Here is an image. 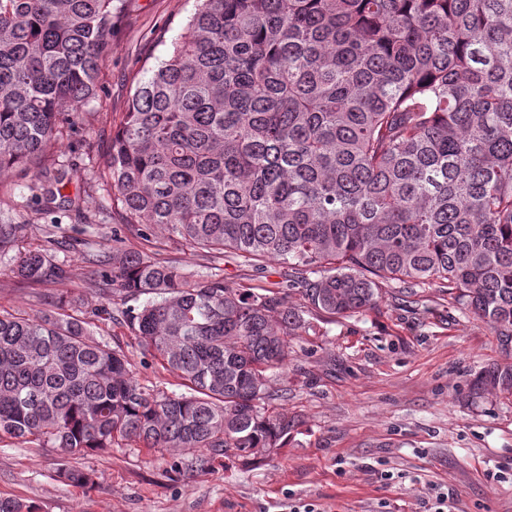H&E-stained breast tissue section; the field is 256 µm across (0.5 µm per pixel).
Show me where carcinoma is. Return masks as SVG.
Listing matches in <instances>:
<instances>
[{"label":"carcinoma","mask_w":512,"mask_h":512,"mask_svg":"<svg viewBox=\"0 0 512 512\" xmlns=\"http://www.w3.org/2000/svg\"><path fill=\"white\" fill-rule=\"evenodd\" d=\"M112 2L0 0V180L44 168L95 95ZM94 182L144 238L160 228L191 250L287 265L325 318L389 285L417 308L434 285L512 348V0H196ZM29 231L0 224V253ZM115 242L83 258L184 390L139 383L95 335L108 309L62 293L32 316L0 310V439L56 449L53 479L83 489L96 475L81 459L122 445L168 452L183 477L287 447L272 384L303 314L271 288L195 279ZM11 273L68 279L46 248ZM475 386L512 395V364ZM0 512L40 508L0 497Z\"/></svg>","instance_id":"1"}]
</instances>
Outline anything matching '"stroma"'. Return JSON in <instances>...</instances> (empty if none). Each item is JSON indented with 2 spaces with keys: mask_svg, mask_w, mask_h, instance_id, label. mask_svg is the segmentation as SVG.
<instances>
[{
  "mask_svg": "<svg viewBox=\"0 0 512 512\" xmlns=\"http://www.w3.org/2000/svg\"><path fill=\"white\" fill-rule=\"evenodd\" d=\"M194 8L195 0H120L88 114L65 126L48 151L49 162L78 166L61 193L79 198L82 210L63 214L61 228L96 217L95 249L111 250L118 226L125 247L165 249L187 272L218 274L236 288L279 289L289 307L303 311L308 326L290 337L287 372L274 384L275 407L295 423L288 445L260 465L230 462L192 478L166 474L168 453L116 448L87 459L97 484L86 493L53 479L55 449L6 438L0 497L36 503L43 512H435L441 492L449 512H512V396L473 388L482 367L508 356L481 319L428 288L424 308H407L386 293L371 309L328 322L311 312L301 282L278 261L255 268L190 252L160 230L141 238L119 213L101 211L102 194L89 179L109 164L112 134L147 60L164 57ZM36 176L18 170L0 183V224L38 226L33 245L43 243L51 217L40 205L17 202ZM54 254L67 266L72 297L91 308L108 305L81 247ZM14 259L0 256V309H48L57 287L17 284ZM99 332L126 353L141 383L178 391L177 379L125 324H104Z\"/></svg>",
  "mask_w": 512,
  "mask_h": 512,
  "instance_id": "stroma-1",
  "label": "stroma"
}]
</instances>
